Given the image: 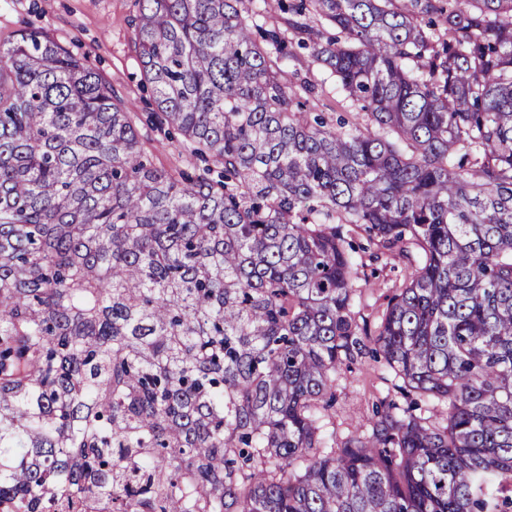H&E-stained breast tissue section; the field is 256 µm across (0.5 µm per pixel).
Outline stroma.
Instances as JSON below:
<instances>
[{
    "label": "stroma",
    "mask_w": 512,
    "mask_h": 512,
    "mask_svg": "<svg viewBox=\"0 0 512 512\" xmlns=\"http://www.w3.org/2000/svg\"><path fill=\"white\" fill-rule=\"evenodd\" d=\"M135 0H0V41L26 28L44 31L73 54L86 57L89 65L111 83L137 115L142 136L148 137L156 166L170 168L186 163L180 134L167 135L153 129L147 120L156 106L152 93L143 88L141 67L134 49ZM283 79L289 85L307 80L316 87L310 97V112L350 114L352 106L333 79L316 64L296 60L283 63ZM365 267L354 292L358 323L377 328L388 296L402 288L407 269L404 262L369 247ZM334 398L322 409V435L329 448L345 441L367 425L376 402L390 392L393 375L363 356L351 366H340L332 376Z\"/></svg>",
    "instance_id": "35a3bbf8"
}]
</instances>
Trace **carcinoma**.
<instances>
[{
	"label": "carcinoma",
	"instance_id": "obj_1",
	"mask_svg": "<svg viewBox=\"0 0 512 512\" xmlns=\"http://www.w3.org/2000/svg\"><path fill=\"white\" fill-rule=\"evenodd\" d=\"M151 160L83 57L0 46V512H512V0H137ZM319 24H311V16ZM310 49L354 107L281 81ZM350 226L407 262L375 332ZM392 389L322 450L366 342Z\"/></svg>",
	"mask_w": 512,
	"mask_h": 512
}]
</instances>
